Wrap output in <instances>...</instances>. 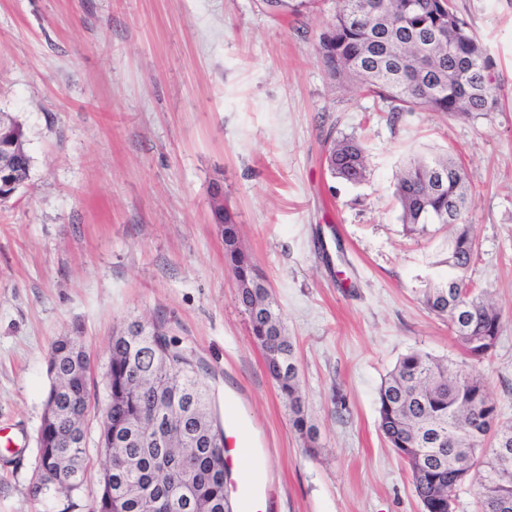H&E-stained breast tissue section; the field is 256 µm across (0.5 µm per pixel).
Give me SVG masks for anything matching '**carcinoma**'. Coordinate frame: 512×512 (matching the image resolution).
Instances as JSON below:
<instances>
[{
  "instance_id": "1",
  "label": "carcinoma",
  "mask_w": 512,
  "mask_h": 512,
  "mask_svg": "<svg viewBox=\"0 0 512 512\" xmlns=\"http://www.w3.org/2000/svg\"><path fill=\"white\" fill-rule=\"evenodd\" d=\"M322 63L338 81L355 82L389 102L392 117L424 110L465 115L493 112L500 94L494 85V63L485 47L458 16L453 0H336V12L321 37ZM331 174L349 183L367 173L365 149L353 138L334 142L328 159ZM445 173L440 181L433 171ZM395 197L400 219L410 230L456 222L448 238V267L443 281L422 289L426 307L448 318V328L473 363L494 354L502 318L486 293L470 284L468 271L475 243L465 214L473 206L464 170L442 155L414 157L397 178ZM240 301L249 316L255 342L262 349L269 375L288 399L295 430L313 442L301 397L293 346L285 335L281 313L238 248V224L229 210L220 217ZM48 370L53 373L47 396L55 415L40 426L39 465L32 485L37 497L57 493L67 482L81 485L86 445L85 412L90 398L89 358L75 336L56 341ZM106 377L107 404L99 443L105 466L93 512H159L155 504L184 500L174 512H230L224 495L223 433L212 416L207 385L192 357L167 338L161 327L135 321L112 337ZM379 427L411 473L420 502H438L448 512V497L465 483L459 463L486 438L498 419L485 379L466 363L443 362L412 350L394 366L378 390ZM496 448L512 449V426L501 430L476 480L479 512H512V458L494 466ZM180 452L182 466L157 473L155 459Z\"/></svg>"
}]
</instances>
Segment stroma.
Returning a JSON list of instances; mask_svg holds the SVG:
<instances>
[{
	"mask_svg": "<svg viewBox=\"0 0 512 512\" xmlns=\"http://www.w3.org/2000/svg\"><path fill=\"white\" fill-rule=\"evenodd\" d=\"M501 86L494 112L388 108L320 60L335 0H0V110L23 126L29 178L0 204V512H91L113 336L138 321L191 354L213 415L256 451L274 512H422L379 428L378 389L420 350L460 363L447 318L422 302L447 268L448 227L407 232L394 195L415 155L449 153L475 204L474 288L502 315L477 364L512 422V0H456ZM360 140L348 184L330 144ZM278 302L316 432L292 426L241 306L213 216ZM78 337L97 387L88 461L71 497L33 498L48 357ZM328 166L335 178L349 183L362 181L367 173L365 149L362 143L347 137L334 142Z\"/></svg>",
	"mask_w": 512,
	"mask_h": 512,
	"instance_id": "1",
	"label": "stroma"
}]
</instances>
